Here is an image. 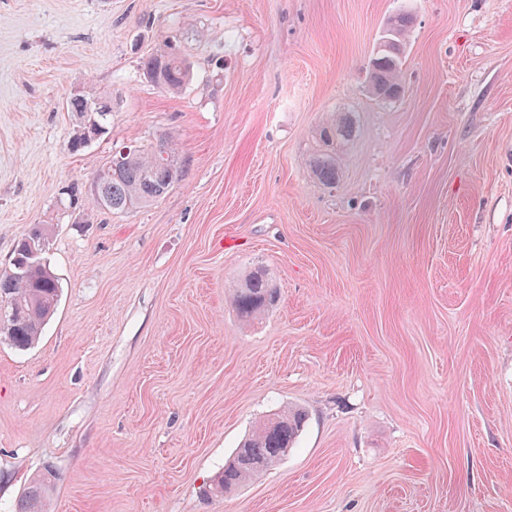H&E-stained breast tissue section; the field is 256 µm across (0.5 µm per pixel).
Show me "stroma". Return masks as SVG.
<instances>
[{
  "instance_id": "obj_1",
  "label": "stroma",
  "mask_w": 512,
  "mask_h": 512,
  "mask_svg": "<svg viewBox=\"0 0 512 512\" xmlns=\"http://www.w3.org/2000/svg\"><path fill=\"white\" fill-rule=\"evenodd\" d=\"M167 41L176 95L141 68ZM76 91L112 123L73 152ZM335 117L328 185L309 161ZM163 139V199L58 210ZM36 224L62 291L35 346L0 340L6 512L47 469L43 512H512V0H0V273ZM248 267L279 302L245 326ZM288 405L294 447L206 494ZM412 22L408 11L394 16L384 47L380 45L371 60L372 93L378 101L392 102L398 100L405 91L402 75L403 35Z\"/></svg>"
}]
</instances>
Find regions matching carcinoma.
<instances>
[{"instance_id": "1", "label": "carcinoma", "mask_w": 512, "mask_h": 512, "mask_svg": "<svg viewBox=\"0 0 512 512\" xmlns=\"http://www.w3.org/2000/svg\"><path fill=\"white\" fill-rule=\"evenodd\" d=\"M412 22L407 11L394 16L384 47L378 48L371 60L372 93L381 102L398 100L405 91L402 75L403 35ZM143 70L150 82L165 91L178 93L192 77L190 65L165 43L163 47L143 61ZM68 111L76 114L77 129L69 142L70 150L80 151L88 144L85 133L102 135L112 119V111L100 99L90 100L84 94H73L68 100ZM349 123L340 121L327 124L320 137L329 151L314 161L315 175L326 184L336 182V158L330 148L336 136H345ZM182 170L178 148L171 141L155 147H128L112 156L110 164L96 173L98 188L91 193L97 208L112 212H126L149 206L167 195L178 182L168 180L167 163ZM46 239L45 228L34 226L30 233L18 240L11 268L0 274V298L6 297L14 304V318L0 332V339L8 341L19 350L34 345L40 338L45 324L55 313L61 285L42 255L34 254L30 242ZM278 291L259 268L247 271L239 288L235 289L232 303L245 321L269 311L277 302ZM307 414L300 408L288 407L260 421L240 444L244 457L232 456L224 471L215 481L212 491L230 494L243 485L259 478L281 459V450L293 446L302 430ZM45 488L40 479L30 487L16 512H39V503Z\"/></svg>"}]
</instances>
